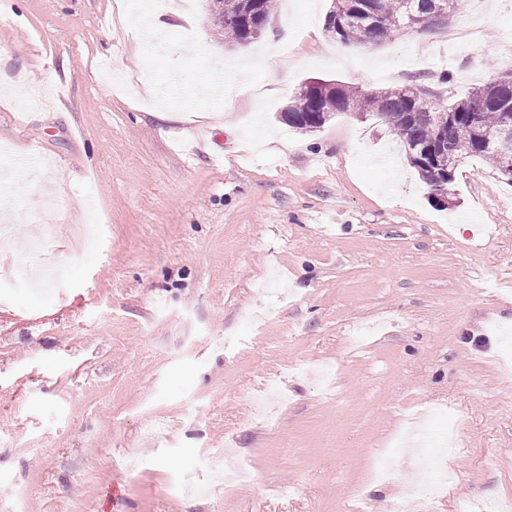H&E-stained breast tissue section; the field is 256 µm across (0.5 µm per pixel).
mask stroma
I'll list each match as a JSON object with an SVG mask.
<instances>
[{"label":"stroma","mask_w":512,"mask_h":512,"mask_svg":"<svg viewBox=\"0 0 512 512\" xmlns=\"http://www.w3.org/2000/svg\"><path fill=\"white\" fill-rule=\"evenodd\" d=\"M155 2L0 18V144L41 171L0 180V512H393L424 410L458 475L428 512L512 500V183L465 158L443 207L378 119L277 118L313 78L466 98L512 73V0H458L470 48L338 43L332 0L234 45L205 0Z\"/></svg>","instance_id":"obj_1"}]
</instances>
